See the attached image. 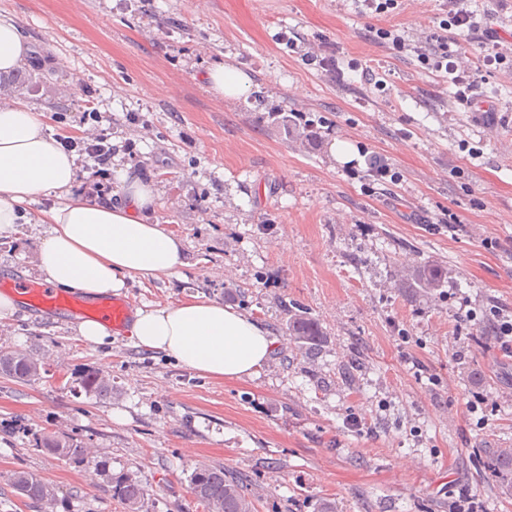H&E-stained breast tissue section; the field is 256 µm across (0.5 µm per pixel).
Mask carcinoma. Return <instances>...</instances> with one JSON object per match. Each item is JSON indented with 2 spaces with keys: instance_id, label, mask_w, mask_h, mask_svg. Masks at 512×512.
<instances>
[{
  "instance_id": "1",
  "label": "carcinoma",
  "mask_w": 512,
  "mask_h": 512,
  "mask_svg": "<svg viewBox=\"0 0 512 512\" xmlns=\"http://www.w3.org/2000/svg\"><path fill=\"white\" fill-rule=\"evenodd\" d=\"M407 288H441L443 280L436 269L418 272ZM288 336L300 351H310L323 336L319 323L303 313H292L288 318ZM47 373L44 363L30 354L0 350V376L17 382L36 380ZM78 392L95 398L112 397V379L100 370H88L79 377ZM35 446L51 456L82 465L92 462L95 471L107 478L111 498L118 500L128 512H139L145 488L135 474H112L111 462L106 458L89 460L84 443L70 435L42 432L35 438ZM489 470L493 475L506 477L504 491L512 495V448H502L491 460ZM195 498L204 505L206 512H255L252 494L246 484L224 472V468L197 464L189 475ZM10 486L24 500L39 504L57 501L56 487L37 474L19 470L10 475Z\"/></svg>"
}]
</instances>
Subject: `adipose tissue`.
I'll list each match as a JSON object with an SVG mask.
<instances>
[{"mask_svg": "<svg viewBox=\"0 0 512 512\" xmlns=\"http://www.w3.org/2000/svg\"><path fill=\"white\" fill-rule=\"evenodd\" d=\"M31 49L20 28L0 17V75L26 62ZM81 175L79 156L47 135L42 110L22 101L0 104V238L16 231L27 214L46 225L37 269L50 285L99 299L120 293L137 278H157L186 267L181 239L150 223L155 191L138 175L121 174V197L73 195ZM51 207L32 212L38 198ZM135 344L160 352L200 374L240 380L265 363L274 341L249 315L219 302L196 298L175 306L138 308Z\"/></svg>", "mask_w": 512, "mask_h": 512, "instance_id": "ef3b65f1", "label": "adipose tissue"}]
</instances>
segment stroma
I'll return each instance as SVG.
<instances>
[{
  "mask_svg": "<svg viewBox=\"0 0 512 512\" xmlns=\"http://www.w3.org/2000/svg\"><path fill=\"white\" fill-rule=\"evenodd\" d=\"M443 0H0L33 49L6 97L49 111L47 131L82 136L102 115L111 141L156 186L152 223L182 238V274L132 283L137 305L207 298L249 314L275 348L251 377L189 371L129 335L85 343L74 318L21 305L0 319V349L50 364L38 380L0 377V512H125L93 469L34 449L57 431L133 471L139 512H205L188 476L224 467L248 483L255 512H512L486 467L512 448V349L468 313H512V68L491 69L471 110L417 54ZM396 26L405 48L375 31ZM66 67H57V58ZM223 62L249 74L240 98L207 86ZM295 113L311 137L286 136ZM365 145L400 174L365 186L330 151ZM461 221L449 232L444 214ZM39 226L0 241V282L39 280ZM441 267L425 293L401 278ZM304 311L324 336L299 352L286 329ZM423 368L415 370L412 360ZM88 369L112 396L74 394ZM485 400V415L466 409ZM122 411L114 420L113 411ZM24 469L57 489L54 507L18 499Z\"/></svg>",
  "mask_w": 512,
  "mask_h": 512,
  "instance_id": "obj_1",
  "label": "stroma"
}]
</instances>
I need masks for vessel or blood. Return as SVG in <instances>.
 <instances>
[{"mask_svg": "<svg viewBox=\"0 0 512 512\" xmlns=\"http://www.w3.org/2000/svg\"><path fill=\"white\" fill-rule=\"evenodd\" d=\"M31 307L45 312H58L81 318L104 320L113 331H122L133 311L130 298L116 297L92 301L74 293L32 283L23 290Z\"/></svg>", "mask_w": 512, "mask_h": 512, "instance_id": "b4317fda", "label": "vessel or blood"}]
</instances>
